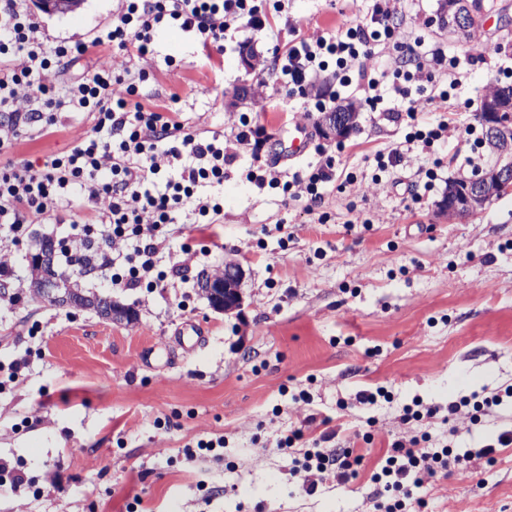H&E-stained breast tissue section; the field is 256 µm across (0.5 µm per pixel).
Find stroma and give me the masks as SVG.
I'll use <instances>...</instances> for the list:
<instances>
[{"instance_id": "stroma-1", "label": "stroma", "mask_w": 512, "mask_h": 512, "mask_svg": "<svg viewBox=\"0 0 512 512\" xmlns=\"http://www.w3.org/2000/svg\"><path fill=\"white\" fill-rule=\"evenodd\" d=\"M441 3L405 0L398 39L458 58L454 75L434 78L439 86L458 80L446 108L425 90L401 96L388 81L380 93L384 109L411 106L419 121H445L442 141L373 182L368 157L403 141L408 127L360 112L347 137L324 140L336 177L310 211L303 198L284 199L242 173L258 167L284 181L316 162L311 148L286 157L289 127L318 133L319 115L289 94L277 57L300 34L358 23L372 0H287L264 30L227 32L220 53L165 25L144 56L90 46L124 0H78L54 15L26 0L44 38L88 45L73 76L104 61L137 85L142 104L176 113L200 136L230 135L246 115L266 140L257 155L233 147L223 184L198 187L199 196L224 202L215 223L181 211L169 226L157 267L184 268V278L153 290L117 288L101 273L58 265L85 294L132 307L134 321L55 307L32 287L38 240L65 237L106 209L96 183L52 206L19 240L0 241V268L12 273L0 281V512H378L372 475L392 442L426 434L430 447L461 453L512 429V405L484 415L465 401L512 384V191L466 217L440 208L449 182L473 175L463 129L477 123L485 91L504 82L512 0H485L468 38L442 27ZM246 52L257 57L254 67L243 65ZM93 125L91 114L61 113L48 133L21 129L0 161L41 169ZM432 166L434 189L413 198L412 183ZM229 263L244 271L243 306L221 313L196 278ZM187 325L200 332L191 350L179 336ZM380 387L387 397L358 402V393ZM416 400L438 415L406 417ZM296 428L361 455L355 475L340 482L325 473L308 494L279 446ZM218 437L223 448L197 449ZM473 467L474 481L424 478L416 490L424 512H512V446ZM16 471L26 486L14 487Z\"/></svg>"}]
</instances>
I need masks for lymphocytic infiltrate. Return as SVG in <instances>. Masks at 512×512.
I'll return each instance as SVG.
<instances>
[{
	"label": "lymphocytic infiltrate",
	"instance_id": "f902f5d3",
	"mask_svg": "<svg viewBox=\"0 0 512 512\" xmlns=\"http://www.w3.org/2000/svg\"><path fill=\"white\" fill-rule=\"evenodd\" d=\"M124 11L114 16L105 35L93 39L91 45L72 46L65 42L47 45L38 36L39 24L28 11L25 0H0V111L10 113L9 124L0 129V152L7 149L16 131L22 126L46 127L56 124L61 112H89L94 116L93 133L84 142L64 155L50 159L43 170L26 164L0 165V232L20 234L26 225L35 223L48 212L49 205L69 201L76 186L84 181H97L100 191L109 200L95 222L74 225L71 245L61 247L65 261L86 257L96 252L93 270L107 275L112 286L149 289L161 287L167 273L157 270L156 255L163 243L168 224L184 207H193L199 217L220 215L223 207L214 199L195 197V187L203 182L223 184L224 169L232 156L220 137H199L168 112H159L137 102L135 85L125 84L111 67L100 65L82 80L66 81L54 90L39 85L40 73L50 68H63L89 46H112L125 50L135 48L148 52L154 33L164 23L176 24L195 33L203 44L221 45L226 33L239 22L252 29H264L269 14L261 7L262 0H125ZM400 0H374L364 21L344 26L333 34L312 33L298 37L279 57L281 72L291 94L306 96L314 76L328 65L336 67V83L348 87L353 77L364 82L363 105L376 109L383 80L374 62L376 46L395 42L397 30L393 18L398 14ZM24 54L27 65L16 70L8 57ZM408 62L393 72V86L406 94L410 84L430 79L433 72L455 69V58L442 48L430 50L409 47ZM126 90L115 93L117 85ZM29 89L36 103L26 114L12 112L11 104L19 89ZM410 130L403 142L373 156L379 172L396 167L415 147L431 150L442 136L444 123L431 126L415 123L414 111H407ZM167 143L173 158L189 155L194 165L182 168L178 180L167 182L164 192L144 190L148 178L145 162L157 144ZM111 154L112 168L108 175L100 173V157ZM248 180L269 184L290 193L293 186H303L308 206L318 205L327 184L335 178L332 159L320 160L308 172H294L291 180H265L256 171H248ZM123 237L133 243L130 253L122 259L112 258L107 250L113 238ZM512 444V431L501 433L496 444L467 450L464 454L452 449L424 448L419 440L393 442L381 468L380 477L390 498L383 512H422L425 503L414 494L423 476L462 475L475 479L472 459L486 457L495 446ZM360 462L350 449L325 452L304 449L295 461V470L305 473L303 485L308 493L318 489L317 475L335 471L338 479H348Z\"/></svg>",
	"mask_w": 512,
	"mask_h": 512
}]
</instances>
